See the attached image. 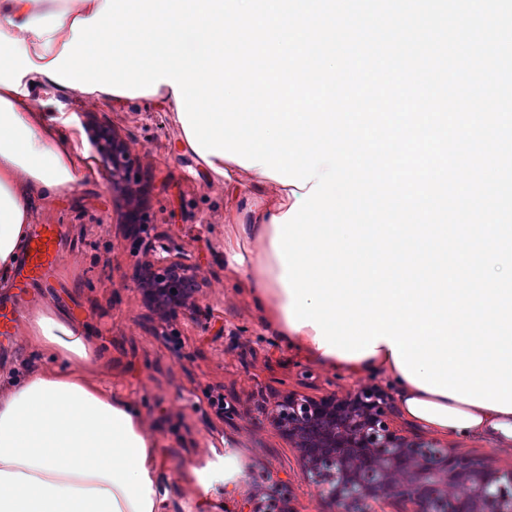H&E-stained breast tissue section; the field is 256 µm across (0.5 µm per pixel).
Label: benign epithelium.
<instances>
[{
    "instance_id": "obj_1",
    "label": "benign epithelium",
    "mask_w": 512,
    "mask_h": 512,
    "mask_svg": "<svg viewBox=\"0 0 512 512\" xmlns=\"http://www.w3.org/2000/svg\"><path fill=\"white\" fill-rule=\"evenodd\" d=\"M92 153L108 170L112 192L125 198L121 223H146V190L134 172L140 157L116 129L90 122ZM132 287L160 322L196 321L208 279L196 257L172 237L146 234ZM267 419L296 449L324 512H512V463L438 441L402 434L392 396L371 383L319 397L289 391L267 409ZM249 512H296L289 487L277 483L249 500Z\"/></svg>"
}]
</instances>
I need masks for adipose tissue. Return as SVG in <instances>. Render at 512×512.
I'll return each instance as SVG.
<instances>
[{"instance_id": "adipose-tissue-1", "label": "adipose tissue", "mask_w": 512, "mask_h": 512, "mask_svg": "<svg viewBox=\"0 0 512 512\" xmlns=\"http://www.w3.org/2000/svg\"><path fill=\"white\" fill-rule=\"evenodd\" d=\"M105 0H0V33L19 40L35 71L18 89L0 84V286L9 285L30 236L35 197L71 189L80 171L72 138L47 123L36 89L53 86L40 66L59 56L72 24ZM205 167L223 178L231 224L224 254L244 269L263 323L307 361L350 377H385L405 415L451 440L512 445V413L465 403L408 381L387 341L374 353L346 359L320 349L312 327L292 328L290 296L274 249V220L300 197L293 185L217 155ZM29 345L62 360L0 381V512H165L158 443L133 400L104 390L92 377V351L83 326L63 311L35 303L19 327Z\"/></svg>"}]
</instances>
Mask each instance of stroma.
<instances>
[{
    "label": "stroma",
    "mask_w": 512,
    "mask_h": 512,
    "mask_svg": "<svg viewBox=\"0 0 512 512\" xmlns=\"http://www.w3.org/2000/svg\"><path fill=\"white\" fill-rule=\"evenodd\" d=\"M37 97L48 118L65 120L81 153L90 151L92 119L129 140L148 187L152 230L173 236L207 272L200 301L206 320L158 322L129 285L136 236L121 226L122 201L97 160H90L70 192L34 201L31 234H52L57 264L29 294L33 301L64 307L88 329L101 358L93 369L100 386L136 400L148 418L164 459L160 476L169 491L167 512H196L202 495L220 506L223 482L205 491L195 474L223 470L228 456L240 463L243 499L262 492L269 481H281L293 486L298 512H318L295 449L266 420L261 405L289 390L341 393L353 380L294 356L264 328L243 274L224 255L230 218L223 179L205 171L182 146L180 128L162 97L96 103L51 87ZM214 397L235 406L233 419L216 414L210 405Z\"/></svg>",
    "instance_id": "35a3bbf8"
}]
</instances>
